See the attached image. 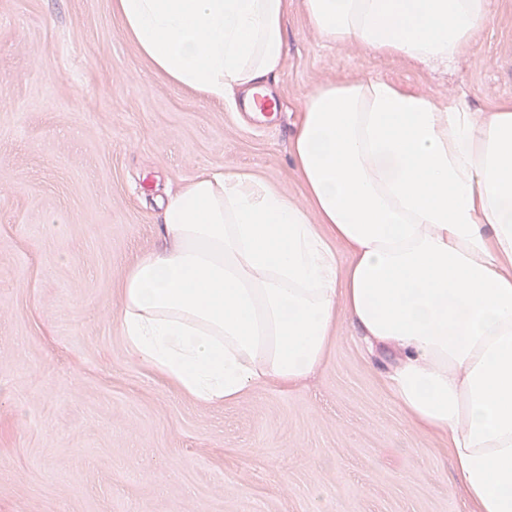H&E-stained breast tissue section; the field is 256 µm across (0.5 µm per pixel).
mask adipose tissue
Here are the masks:
<instances>
[{"label": "adipose tissue", "instance_id": "1", "mask_svg": "<svg viewBox=\"0 0 512 512\" xmlns=\"http://www.w3.org/2000/svg\"><path fill=\"white\" fill-rule=\"evenodd\" d=\"M491 5L301 0L329 42L426 67L474 47ZM112 8L156 70L206 98L253 94L282 67L289 0ZM293 158L306 208L237 172H201L169 197V248L124 283L128 351L218 405L304 381L344 306L392 353L397 403L447 436L472 512H512V101L474 112L381 80L328 84L303 103Z\"/></svg>", "mask_w": 512, "mask_h": 512}]
</instances>
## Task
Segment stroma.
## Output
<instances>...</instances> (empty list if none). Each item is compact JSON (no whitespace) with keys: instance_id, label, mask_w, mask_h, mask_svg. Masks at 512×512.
Here are the masks:
<instances>
[{"instance_id":"obj_1","label":"stroma","mask_w":512,"mask_h":512,"mask_svg":"<svg viewBox=\"0 0 512 512\" xmlns=\"http://www.w3.org/2000/svg\"><path fill=\"white\" fill-rule=\"evenodd\" d=\"M112 2L0 0V512H470L447 440L411 423L345 310L307 380L221 405L142 365L115 315L130 268L167 244L161 200L201 171L304 202L292 139L316 89L512 100V0L434 68L328 44L292 5L269 133L172 84Z\"/></svg>"}]
</instances>
